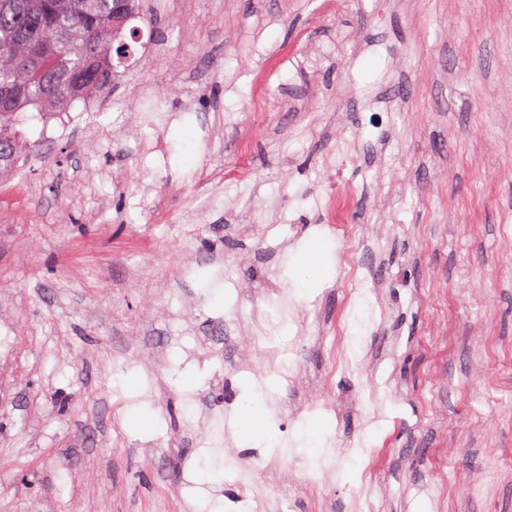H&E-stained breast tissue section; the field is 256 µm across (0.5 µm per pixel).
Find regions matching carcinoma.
Segmentation results:
<instances>
[{"label":"carcinoma","mask_w":512,"mask_h":512,"mask_svg":"<svg viewBox=\"0 0 512 512\" xmlns=\"http://www.w3.org/2000/svg\"><path fill=\"white\" fill-rule=\"evenodd\" d=\"M26 10H7L0 0V88L18 86L25 93L0 107V168H13L25 151L17 126L24 112L66 109L81 94H98L112 84L113 61L125 65L140 41L127 23L141 10L133 2L129 13L112 14L114 0H32ZM78 73L86 82L60 101L59 84Z\"/></svg>","instance_id":"obj_1"}]
</instances>
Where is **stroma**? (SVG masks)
<instances>
[{
	"instance_id": "35a3bbf8",
	"label": "stroma",
	"mask_w": 512,
	"mask_h": 512,
	"mask_svg": "<svg viewBox=\"0 0 512 512\" xmlns=\"http://www.w3.org/2000/svg\"><path fill=\"white\" fill-rule=\"evenodd\" d=\"M141 35L96 111L21 125L33 151L0 177V354L36 341L0 393V512H230L235 473L209 451L227 427L242 460H271L261 484L299 483L291 512L367 493L376 512H512V468L494 466L512 456V0H198ZM138 84L164 123L134 112ZM363 224L380 297L355 301L353 332L394 407L377 466L341 458L324 482L321 448L371 414L330 411L358 377L308 345L310 378L333 382L292 423L277 401L303 393L280 375L234 368L223 341L189 353L267 309L244 297L265 281L330 334ZM445 454L481 488L441 483Z\"/></svg>"
}]
</instances>
